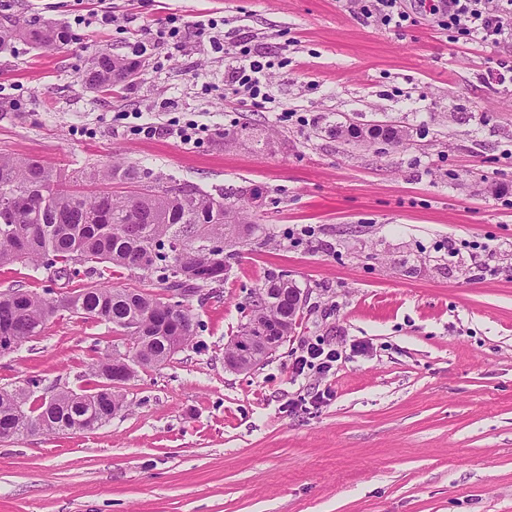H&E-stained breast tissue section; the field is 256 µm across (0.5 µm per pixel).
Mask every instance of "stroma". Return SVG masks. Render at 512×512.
<instances>
[{
    "label": "stroma",
    "instance_id": "stroma-1",
    "mask_svg": "<svg viewBox=\"0 0 512 512\" xmlns=\"http://www.w3.org/2000/svg\"><path fill=\"white\" fill-rule=\"evenodd\" d=\"M1 15L71 39L0 52V154L120 160L224 194L260 245L188 297L191 341L138 371L110 422L0 442V512H512V37L456 41L421 13L383 29L349 0H0ZM171 17L178 47L157 36ZM135 42L153 45L136 76L84 84L99 52ZM236 43L274 60L267 99L227 87ZM176 118L202 144L168 137ZM382 123L407 144L335 132ZM272 273L307 291L302 318L255 369H225ZM317 341L335 373L294 376ZM121 344L55 316L0 357V387L80 390L93 351Z\"/></svg>",
    "mask_w": 512,
    "mask_h": 512
}]
</instances>
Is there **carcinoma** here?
I'll return each instance as SVG.
<instances>
[{"label":"carcinoma","instance_id":"1","mask_svg":"<svg viewBox=\"0 0 512 512\" xmlns=\"http://www.w3.org/2000/svg\"><path fill=\"white\" fill-rule=\"evenodd\" d=\"M25 38L40 47H59L68 31L32 29L16 17L0 22V50ZM137 68L101 52L85 74V84L109 89ZM122 188L112 191V186ZM134 187L135 194L125 193ZM16 197L0 208V266L21 262L38 270L46 265L67 286L78 280L103 278L126 270L154 278L165 290L184 299L224 283V258L214 257L208 241L227 237L249 245L242 230L246 214L187 183L164 180L160 174L125 162L84 166L71 171L42 162L0 155V196ZM297 285L286 275H269L251 297L241 334L255 323H269L288 335L292 316L288 294ZM68 312L84 320L112 325L125 341V351L97 355L84 377L89 387L78 392L59 389L38 396L41 380L29 388L0 387V441L20 440L40 430L51 433L84 430L92 421L108 423L124 406V394L100 386L116 371L126 352L144 368L173 357L174 337L187 344L193 317L181 303L170 308L163 298L138 289H115L102 283L46 296L22 289L0 292V337L18 348L40 335L49 318Z\"/></svg>","mask_w":512,"mask_h":512}]
</instances>
